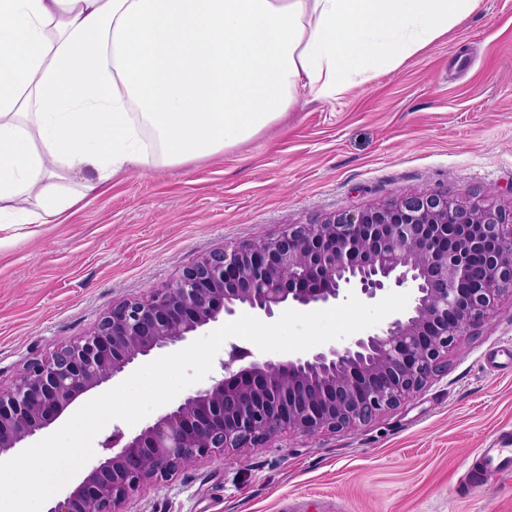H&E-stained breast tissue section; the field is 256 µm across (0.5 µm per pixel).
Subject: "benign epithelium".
I'll return each instance as SVG.
<instances>
[{"label":"benign epithelium","mask_w":512,"mask_h":512,"mask_svg":"<svg viewBox=\"0 0 512 512\" xmlns=\"http://www.w3.org/2000/svg\"><path fill=\"white\" fill-rule=\"evenodd\" d=\"M393 286L409 290L411 305L377 333L280 361H249L232 347L222 378L129 438L46 512H127L145 486L189 463L284 434L355 430L398 409L512 298V209L432 190L216 248L167 286L112 303L88 333L0 385V457L79 396L221 315L247 307L272 318L285 304L320 308L351 293L370 301Z\"/></svg>","instance_id":"obj_1"}]
</instances>
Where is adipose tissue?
I'll return each instance as SVG.
<instances>
[{
	"label": "adipose tissue",
	"mask_w": 512,
	"mask_h": 512,
	"mask_svg": "<svg viewBox=\"0 0 512 512\" xmlns=\"http://www.w3.org/2000/svg\"><path fill=\"white\" fill-rule=\"evenodd\" d=\"M478 0H0V245L119 173L237 146ZM151 143H144L143 133Z\"/></svg>",
	"instance_id": "adipose-tissue-1"
}]
</instances>
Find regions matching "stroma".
I'll return each instance as SVG.
<instances>
[{"label":"stroma","mask_w":512,"mask_h":512,"mask_svg":"<svg viewBox=\"0 0 512 512\" xmlns=\"http://www.w3.org/2000/svg\"><path fill=\"white\" fill-rule=\"evenodd\" d=\"M428 189L512 208V0H479L430 45L335 99L306 98L251 140L132 169L0 248V384L90 331L112 302L203 254ZM512 435V301L448 372L352 432L284 436L184 467L131 512H512L480 475Z\"/></svg>","instance_id":"stroma-1"}]
</instances>
